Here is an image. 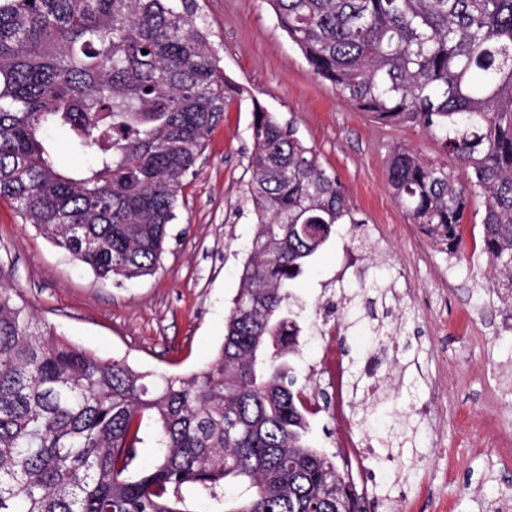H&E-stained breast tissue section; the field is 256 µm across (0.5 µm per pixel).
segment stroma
Instances as JSON below:
<instances>
[{"label":"stroma","instance_id":"35a3bbf8","mask_svg":"<svg viewBox=\"0 0 512 512\" xmlns=\"http://www.w3.org/2000/svg\"><path fill=\"white\" fill-rule=\"evenodd\" d=\"M199 5L221 69L251 97L231 104L213 127L156 273L120 287L97 279L4 200L0 271L42 322L101 357L169 374L202 368L224 338L254 234L242 190L250 177L252 105L260 103L294 123L385 237L369 240L361 273L348 286L393 291L375 313L409 342L411 364L385 362L383 388L393 393L417 380L415 396L397 402L416 427V445L396 457L392 471L372 465L362 473L367 512H512V306L492 291L482 205L464 217L463 255L448 258L396 203L388 182L394 146L438 161L436 141L416 125L379 123L340 101L311 73L266 0ZM351 247L348 225H339L298 281L306 330L338 301L333 277ZM426 401L435 410L423 419L415 407Z\"/></svg>","mask_w":512,"mask_h":512}]
</instances>
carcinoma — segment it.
Wrapping results in <instances>:
<instances>
[{"instance_id":"cac0c4a2","label":"carcinoma","mask_w":512,"mask_h":512,"mask_svg":"<svg viewBox=\"0 0 512 512\" xmlns=\"http://www.w3.org/2000/svg\"><path fill=\"white\" fill-rule=\"evenodd\" d=\"M267 2L341 101L437 141L439 162L394 147V199L456 259L481 203L492 284L512 304V0ZM248 96L221 72L198 0H0V199L98 278L148 276L207 137ZM252 104L256 230L206 366L102 358L0 285V512H189L188 489L224 512H362L336 455L309 441L289 358L297 281L336 225L367 220L294 124ZM57 131L85 164L60 167ZM359 406L383 453H402L407 419Z\"/></svg>"}]
</instances>
